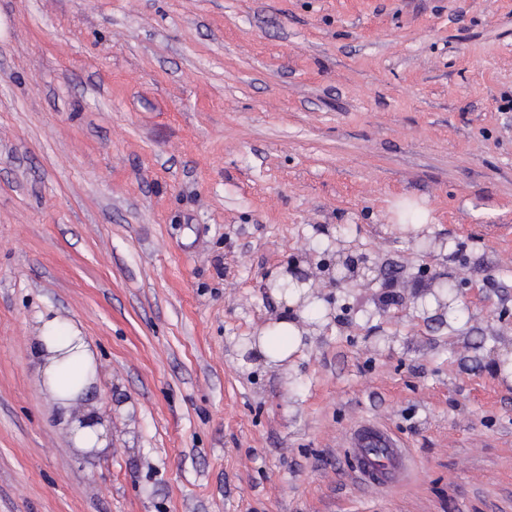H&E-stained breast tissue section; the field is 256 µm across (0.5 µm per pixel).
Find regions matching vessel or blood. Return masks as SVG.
<instances>
[{"instance_id":"vessel-or-blood-1","label":"vessel or blood","mask_w":512,"mask_h":512,"mask_svg":"<svg viewBox=\"0 0 512 512\" xmlns=\"http://www.w3.org/2000/svg\"><path fill=\"white\" fill-rule=\"evenodd\" d=\"M345 442L355 459L356 480L367 491L382 495L403 478L410 465L407 449L389 429L368 422L346 433Z\"/></svg>"}]
</instances>
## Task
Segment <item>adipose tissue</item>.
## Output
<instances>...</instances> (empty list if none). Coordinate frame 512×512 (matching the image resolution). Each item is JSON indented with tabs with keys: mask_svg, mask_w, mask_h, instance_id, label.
I'll list each match as a JSON object with an SVG mask.
<instances>
[{
	"mask_svg": "<svg viewBox=\"0 0 512 512\" xmlns=\"http://www.w3.org/2000/svg\"><path fill=\"white\" fill-rule=\"evenodd\" d=\"M303 330L296 317L281 316L262 331L253 353L265 362L291 357L302 344ZM36 369L62 414L69 401L95 380L92 353L79 329L57 317L41 316L34 338Z\"/></svg>",
	"mask_w": 512,
	"mask_h": 512,
	"instance_id": "obj_1",
	"label": "adipose tissue"
}]
</instances>
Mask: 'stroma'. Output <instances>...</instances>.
Masks as SVG:
<instances>
[{"mask_svg": "<svg viewBox=\"0 0 512 512\" xmlns=\"http://www.w3.org/2000/svg\"><path fill=\"white\" fill-rule=\"evenodd\" d=\"M343 242L382 276L245 367ZM44 315L90 343L95 452ZM511 353L512 0H0V512H512ZM366 419L414 462L380 497ZM286 281L289 284L288 291L281 294L289 308H300L298 314L303 317L305 312L317 303L316 297L308 295V284H300L296 278L288 274L282 276L278 282ZM311 301V302H310ZM300 303L304 306L299 307ZM37 335L34 336V352L36 370L39 372L48 391L63 414L66 425L70 417L78 422L69 426L74 442L80 448H97L104 442V426L102 419L95 411L86 413L87 398L80 396L71 404L66 401L74 399L95 382V369L92 353L86 336L70 323L58 317L49 318L44 315L39 319ZM66 352L61 357L51 356L54 353ZM78 387L74 388L76 384ZM299 318L283 315L278 320L273 321L260 332L258 342L250 345V351L261 357L266 363L277 364L291 357L297 352L302 344L303 333L305 332L299 325ZM271 336L272 349L270 350L267 337ZM345 442L355 459L354 477L376 496L382 495L409 470L407 449L400 447L391 430L377 423L368 422L347 432Z\"/></svg>", "mask_w": 512, "mask_h": 512, "instance_id": "stroma-1", "label": "stroma"}]
</instances>
